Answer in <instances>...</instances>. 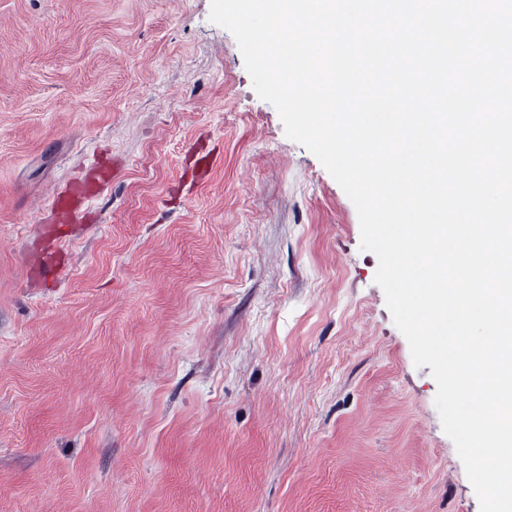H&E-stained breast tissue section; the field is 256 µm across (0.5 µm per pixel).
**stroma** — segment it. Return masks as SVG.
Masks as SVG:
<instances>
[{"instance_id": "obj_1", "label": "stroma", "mask_w": 512, "mask_h": 512, "mask_svg": "<svg viewBox=\"0 0 512 512\" xmlns=\"http://www.w3.org/2000/svg\"><path fill=\"white\" fill-rule=\"evenodd\" d=\"M210 7L0 0V512H480L353 203Z\"/></svg>"}]
</instances>
